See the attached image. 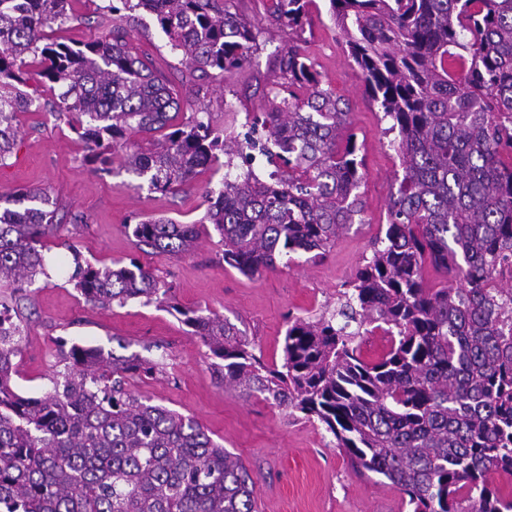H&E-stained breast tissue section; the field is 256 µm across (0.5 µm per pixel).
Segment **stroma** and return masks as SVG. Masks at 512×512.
<instances>
[{
    "mask_svg": "<svg viewBox=\"0 0 512 512\" xmlns=\"http://www.w3.org/2000/svg\"><path fill=\"white\" fill-rule=\"evenodd\" d=\"M106 4L71 0L69 19L52 26L50 38L66 43L97 39ZM128 30L132 46L175 86L181 101L179 122L205 110L221 129L241 125L246 113L268 110L262 91L277 80L276 59L293 38L288 29L265 27L249 63L221 79L193 75L181 66L153 15L138 12ZM301 44L325 85L350 105L364 162L365 221L354 225L324 258L310 261L302 255L258 279L225 265L224 244L204 221L208 202L203 191L222 188L223 164L201 170L178 189L149 190L123 168L120 155L103 163L91 161L68 118L52 112L53 93L43 87L38 64L27 67V86L39 91L43 107L18 113V145L0 167V193L41 189L57 197L61 209L45 239L48 274L19 289L0 288V302L22 297L24 334L12 382L21 394L51 389L53 376L64 368L58 347L62 340L157 361L163 363L164 374L134 379L132 390L195 418L216 442L258 473L256 512H408L402 494L388 481L354 471L319 422L286 413L263 397L244 399L226 390L204 347L188 335L176 313L185 307L223 315L246 334L268 366L279 365L289 317L312 320L336 309L343 284L370 256L371 243L387 221L400 161L327 0H312ZM147 216L200 224L195 251L157 255L138 248L126 227ZM78 258L99 267L137 259L165 283L168 306L136 300L106 309L93 306L70 280Z\"/></svg>",
    "mask_w": 512,
    "mask_h": 512,
    "instance_id": "obj_1",
    "label": "stroma"
}]
</instances>
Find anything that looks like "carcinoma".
I'll list each match as a JSON object with an SVG mask.
<instances>
[{
  "label": "carcinoma",
  "mask_w": 512,
  "mask_h": 512,
  "mask_svg": "<svg viewBox=\"0 0 512 512\" xmlns=\"http://www.w3.org/2000/svg\"><path fill=\"white\" fill-rule=\"evenodd\" d=\"M70 0H0V165L18 140L26 57L60 89L54 111L76 116L95 158L127 149L123 166L167 192L224 156V185L206 191V219L224 264L249 278L304 253L321 258L363 224V182L345 100L322 87L300 46L278 57L272 108L218 131L198 111L173 128L180 99L132 51L124 18L155 16L170 49L203 74L230 73L257 46L260 23L233 0H108L101 37L49 41ZM266 22L304 31L312 0H271ZM349 56L401 162L385 232L341 293L339 308L288 318L281 368H270L223 316L176 312L215 360L224 387L318 421L353 465L405 495L409 512H512V0H328ZM161 133L147 150L131 134ZM274 167L260 178L252 162ZM0 283L45 273L42 238L59 201L38 190L1 193ZM157 253L196 248L197 224L166 217L126 225ZM71 280L99 307L163 305L169 289L136 260L94 267L74 258ZM448 282L430 288L425 267ZM0 305V512H255L258 475L194 418L128 388L159 364L74 343L51 389L12 386L23 335ZM375 324L391 347L366 361L357 338Z\"/></svg>",
  "instance_id": "1"
}]
</instances>
